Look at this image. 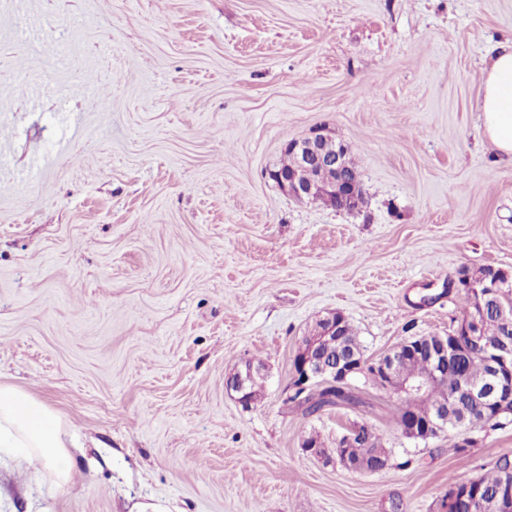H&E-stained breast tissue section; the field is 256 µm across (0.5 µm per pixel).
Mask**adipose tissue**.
<instances>
[{
    "mask_svg": "<svg viewBox=\"0 0 512 512\" xmlns=\"http://www.w3.org/2000/svg\"><path fill=\"white\" fill-rule=\"evenodd\" d=\"M481 136L512 162V42L499 43L483 69ZM0 452L19 454L26 467L66 484L74 473L57 417L25 391L0 383Z\"/></svg>",
    "mask_w": 512,
    "mask_h": 512,
    "instance_id": "1",
    "label": "adipose tissue"
}]
</instances>
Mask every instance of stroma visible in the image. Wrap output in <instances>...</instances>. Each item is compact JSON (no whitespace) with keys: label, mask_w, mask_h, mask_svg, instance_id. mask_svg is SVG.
I'll return each instance as SVG.
<instances>
[{"label":"stroma","mask_w":512,"mask_h":512,"mask_svg":"<svg viewBox=\"0 0 512 512\" xmlns=\"http://www.w3.org/2000/svg\"><path fill=\"white\" fill-rule=\"evenodd\" d=\"M509 38L512 0H0V383L74 467L55 486L1 454L0 512H445L451 481L512 461V414L463 466L359 376L389 465L350 471L301 444L362 415L286 402L320 320L375 360L457 327L461 270L512 273V165L479 133ZM319 126L361 211L269 176Z\"/></svg>","instance_id":"1"}]
</instances>
